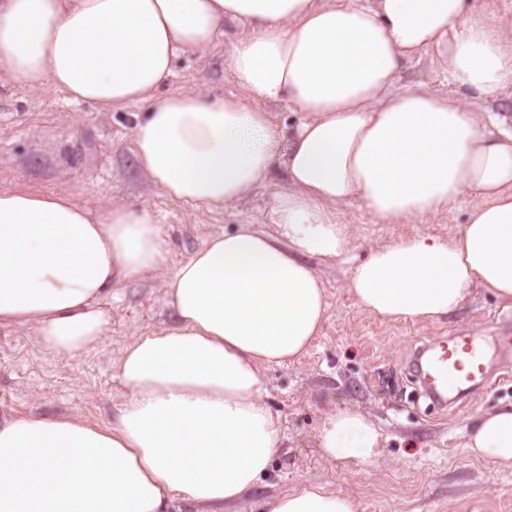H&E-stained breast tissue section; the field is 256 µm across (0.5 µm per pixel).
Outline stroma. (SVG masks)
Returning a JSON list of instances; mask_svg holds the SVG:
<instances>
[{"mask_svg":"<svg viewBox=\"0 0 512 512\" xmlns=\"http://www.w3.org/2000/svg\"><path fill=\"white\" fill-rule=\"evenodd\" d=\"M239 36L227 27L204 53L179 55L163 93L198 90L217 97L234 90L224 61ZM396 86L456 90L434 51L404 62ZM137 111L132 105L101 112L61 91H29L0 76V190L68 192L92 209L114 201L149 209L169 240L173 265L214 233L242 224L274 232L268 215L283 172L218 212L173 200L136 165ZM474 205L468 199L412 224L378 223L357 199L342 207V221L355 227L346 261H310L327 288L323 331L299 361L263 371L266 402L281 415L286 440L241 512H263L273 495L304 481L351 494L359 512H512V467L489 464L466 447L467 430L480 413L512 404V380L503 377L512 353L494 346L496 316L512 314V304L475 286L459 309L438 321H382L361 311L347 288L353 268L376 246L405 235L457 233ZM98 306L109 316L107 333L94 349L74 356L46 351L30 331L0 328V411L111 420L124 395L114 366L121 349L170 323L172 312L156 275L121 283ZM458 330L481 331L491 345L494 384L444 407L418 395L411 366L421 345ZM346 407L362 412L381 433L379 455L364 468L326 461L317 445L325 415Z\"/></svg>","mask_w":512,"mask_h":512,"instance_id":"1","label":"stroma"}]
</instances>
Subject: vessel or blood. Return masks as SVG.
Returning a JSON list of instances; mask_svg holds the SVG:
<instances>
[{"mask_svg": "<svg viewBox=\"0 0 512 512\" xmlns=\"http://www.w3.org/2000/svg\"><path fill=\"white\" fill-rule=\"evenodd\" d=\"M417 372L429 394L439 401L448 394L487 383L486 351L481 334L457 333L439 339L421 352Z\"/></svg>", "mask_w": 512, "mask_h": 512, "instance_id": "1", "label": "vessel or blood"}]
</instances>
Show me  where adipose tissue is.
Masks as SVG:
<instances>
[{
	"label": "adipose tissue",
	"mask_w": 512,
	"mask_h": 512,
	"mask_svg": "<svg viewBox=\"0 0 512 512\" xmlns=\"http://www.w3.org/2000/svg\"><path fill=\"white\" fill-rule=\"evenodd\" d=\"M244 28L226 61L236 91L160 95L178 55L207 50L222 25ZM436 49L463 95L394 92L403 62ZM0 73L51 85L100 111L144 105L133 153L170 197L228 207L275 167L287 186L276 233L241 225L208 238L175 268L156 216L69 194L0 191V327L32 331L54 354L97 346V301L116 283L163 276L171 324L117 360L126 395L107 423L73 414L0 413V512H238L285 439L261 369L296 360L328 308L308 260L342 259L352 237L335 206L361 200L383 224H408L466 197L461 231L379 246L354 269L355 304L383 320L436 321L471 286L512 302V133L486 130L466 93L512 86V29L475 0H0ZM299 113L276 123L265 103ZM380 433L361 412L328 414L330 462L371 464ZM471 454L512 464V405L478 415ZM268 512H358L307 483Z\"/></svg>",
	"instance_id": "ef3b65f1"
}]
</instances>
